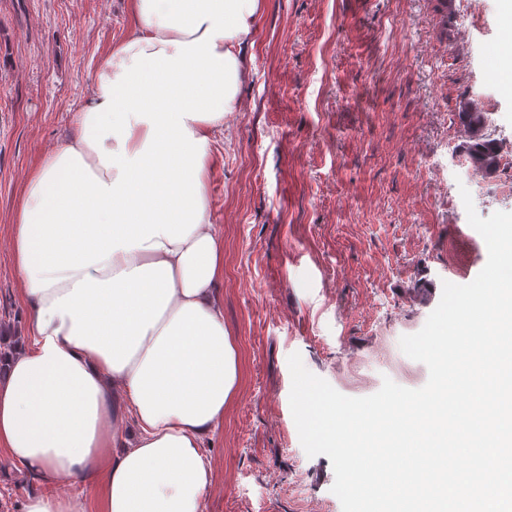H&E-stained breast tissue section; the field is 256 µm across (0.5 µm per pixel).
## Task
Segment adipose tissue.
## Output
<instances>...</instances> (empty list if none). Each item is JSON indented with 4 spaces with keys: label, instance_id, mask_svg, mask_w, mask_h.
<instances>
[{
    "label": "adipose tissue",
    "instance_id": "1",
    "mask_svg": "<svg viewBox=\"0 0 512 512\" xmlns=\"http://www.w3.org/2000/svg\"><path fill=\"white\" fill-rule=\"evenodd\" d=\"M260 0H128L75 127L20 191L12 260L29 338L0 362V454L71 496L24 512H203L237 384L208 205ZM137 428L127 440L123 417Z\"/></svg>",
    "mask_w": 512,
    "mask_h": 512
}]
</instances>
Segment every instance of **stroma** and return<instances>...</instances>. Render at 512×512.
<instances>
[{"instance_id":"obj_1","label":"stroma","mask_w":512,"mask_h":512,"mask_svg":"<svg viewBox=\"0 0 512 512\" xmlns=\"http://www.w3.org/2000/svg\"><path fill=\"white\" fill-rule=\"evenodd\" d=\"M261 0L235 112L212 146L211 219L224 240L220 295L238 382L206 453L205 512H342L329 457L307 456L291 413L288 358L340 393L384 378L423 387L399 341L437 307L443 282L487 262L459 203L498 211L472 180L457 112L469 96L512 139V94L485 76L499 0ZM126 0H0V336L18 344L10 224L34 166L72 131L98 59L125 35ZM40 482L0 469V512Z\"/></svg>"}]
</instances>
